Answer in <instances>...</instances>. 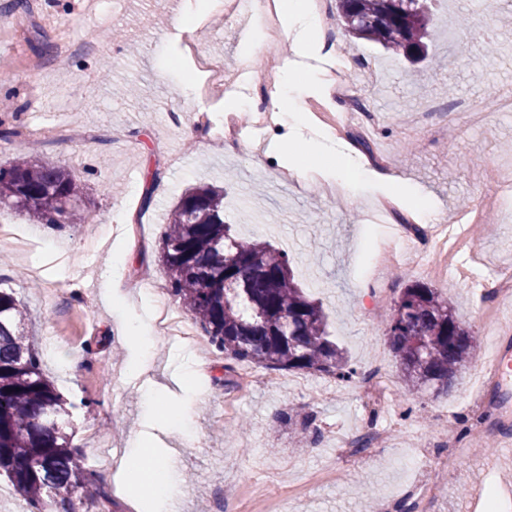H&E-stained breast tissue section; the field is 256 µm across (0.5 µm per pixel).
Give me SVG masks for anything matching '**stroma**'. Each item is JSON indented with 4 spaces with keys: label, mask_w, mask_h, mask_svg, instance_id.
I'll return each instance as SVG.
<instances>
[{
    "label": "stroma",
    "mask_w": 512,
    "mask_h": 512,
    "mask_svg": "<svg viewBox=\"0 0 512 512\" xmlns=\"http://www.w3.org/2000/svg\"><path fill=\"white\" fill-rule=\"evenodd\" d=\"M326 4L328 21L348 46L353 65L330 77L329 98L303 100L311 128L327 134L320 112L349 111L343 93L352 91L376 111L379 122L366 145L334 137L338 153L418 185L451 221L466 211L477 190L495 198L496 209L468 227L481 257L474 283L433 277L427 256L414 251L405 253L401 264L375 270L380 232L365 217L368 199L328 198L283 181L272 159L256 165L250 148L266 145L271 134L252 132L249 148L234 155L202 144L198 114L209 113L217 125L225 115L212 111L209 97L180 92L183 70L167 36L184 0H102L93 11L82 0H31L30 14L0 11V22L17 26L22 37L18 47L0 39V61L15 64L13 74L0 80V99L12 98L18 107L6 119L15 134L0 145V165L41 149L46 161L80 180L87 215L85 223L56 228L0 209V221L23 229L33 242L23 254L0 241V289L25 306L30 343L47 378L72 405L73 444L84 451L94 477L108 471L97 461L98 441L107 442L109 453L127 457L132 437L148 433L186 478L179 512H211L218 493L224 512H256L258 483L284 512H370L377 500L395 508L426 484L441 489L431 512H470L477 484L512 476V458L497 452L504 438L512 437V416L489 410L485 437L492 448L482 451L467 430L465 393L488 358L480 287L497 270L512 269V193L485 179L496 165L503 179L512 181V154L503 151L512 144V112L489 113L481 124L442 112L432 117L431 134H414L408 127L414 111L460 98L482 109L489 89L512 85V0H439L428 56L415 64L373 43L351 40L337 18L336 0ZM63 18L78 31L93 27L103 34L117 28L123 36L60 56L55 24ZM248 29L246 18L230 22L215 13L193 37L199 55L223 58L225 88L238 85L254 96L255 71L239 57V34ZM365 59L382 63L380 80L371 81L361 68ZM173 112L180 113V125L170 122ZM30 123L53 125L60 133L39 141L24 138ZM207 185L223 190L224 220L238 236L287 247L296 280L322 303L328 332L358 375L347 382L254 364L250 370L260 382L245 389L238 373L225 371L223 355L200 354L197 394L190 404L197 445L191 448L183 436L168 433L163 409L148 407L140 390L146 381L170 399L181 398L175 378L187 361L189 342L157 333L143 378H130L125 374L130 348L118 327L121 318L144 314L140 291L131 285L140 271L169 291L161 235L179 198ZM147 192L152 199L146 206ZM48 238L58 254L45 252ZM117 244L125 247L127 262L120 276L106 283L101 275ZM75 280L86 282V292L71 290ZM415 281L437 288L453 303L478 347L454 387L439 396L405 392L371 308L375 289H384L391 302ZM53 343L77 355V363L63 365L49 350ZM373 366L393 392L385 405L367 410L361 391ZM235 390L239 399L225 408L226 393ZM445 416L455 421L466 457L451 472L414 466V449L441 453L438 432ZM376 425L386 432L385 448L368 450L361 464L343 463L338 437Z\"/></svg>",
    "instance_id": "obj_1"
}]
</instances>
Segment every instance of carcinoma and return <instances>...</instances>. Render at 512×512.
Wrapping results in <instances>:
<instances>
[{
    "label": "carcinoma",
    "instance_id": "cac0c4a2",
    "mask_svg": "<svg viewBox=\"0 0 512 512\" xmlns=\"http://www.w3.org/2000/svg\"><path fill=\"white\" fill-rule=\"evenodd\" d=\"M438 2L410 0L407 12L397 13L388 0H336V9L353 37L418 59ZM82 202L72 174L37 151L0 166V206L41 224H81ZM160 258L183 309L225 359L342 379L354 374L328 334L322 305L300 288L288 257L224 223V193L198 187L180 199ZM27 320L20 301L0 291V475L27 504L90 512L108 495L72 445L71 403L43 377ZM382 324L408 393H446L470 363L474 346L454 307L425 282L405 288Z\"/></svg>",
    "mask_w": 512,
    "mask_h": 512
}]
</instances>
